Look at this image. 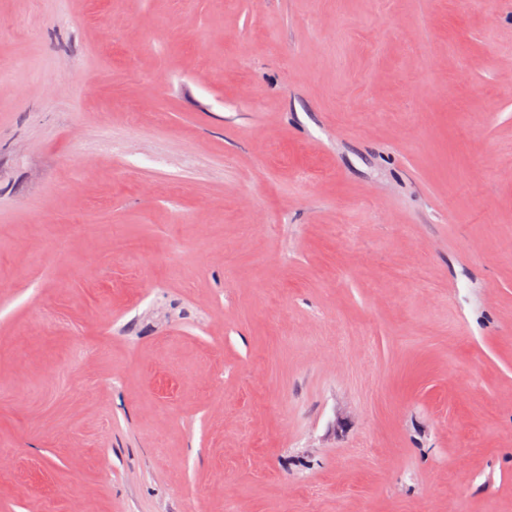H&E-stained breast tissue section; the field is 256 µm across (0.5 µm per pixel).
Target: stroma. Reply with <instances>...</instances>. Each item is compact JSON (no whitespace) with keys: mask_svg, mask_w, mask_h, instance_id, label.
<instances>
[{"mask_svg":"<svg viewBox=\"0 0 512 512\" xmlns=\"http://www.w3.org/2000/svg\"><path fill=\"white\" fill-rule=\"evenodd\" d=\"M512 0H0V512H512Z\"/></svg>","mask_w":512,"mask_h":512,"instance_id":"obj_1","label":"stroma"}]
</instances>
